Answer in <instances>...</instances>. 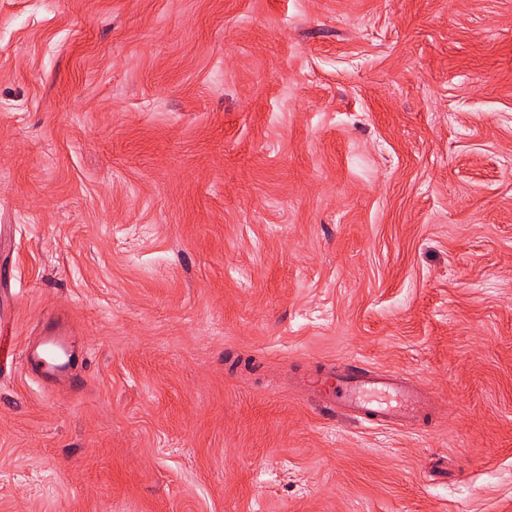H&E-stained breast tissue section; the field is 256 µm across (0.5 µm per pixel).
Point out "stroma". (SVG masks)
<instances>
[{"label":"stroma","instance_id":"35a3bbf8","mask_svg":"<svg viewBox=\"0 0 512 512\" xmlns=\"http://www.w3.org/2000/svg\"><path fill=\"white\" fill-rule=\"evenodd\" d=\"M0 225V512H512V0H0ZM67 355L65 341L58 335L49 336L45 339L42 349L38 352L26 354V364L35 369L54 370L63 367V356ZM298 387L327 416L387 427L414 424L432 406L428 394L407 385L398 373L374 370L355 359L323 365Z\"/></svg>","mask_w":512,"mask_h":512}]
</instances>
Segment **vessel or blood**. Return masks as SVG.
I'll return each instance as SVG.
<instances>
[{"mask_svg":"<svg viewBox=\"0 0 512 512\" xmlns=\"http://www.w3.org/2000/svg\"><path fill=\"white\" fill-rule=\"evenodd\" d=\"M66 353L65 341L54 335L40 351L27 355L26 363L35 369H59ZM299 389L327 416L387 427L414 424L432 405L428 394L407 385L398 373L374 370L354 359L321 366L316 375L300 380Z\"/></svg>","mask_w":512,"mask_h":512,"instance_id":"1","label":"vessel or blood"}]
</instances>
